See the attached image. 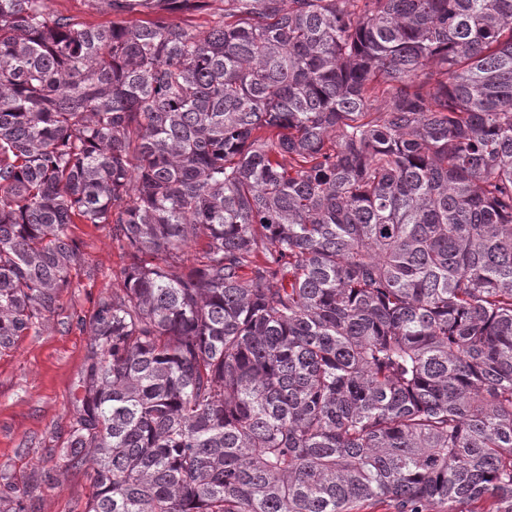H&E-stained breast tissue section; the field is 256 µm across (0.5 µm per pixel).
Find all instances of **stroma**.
<instances>
[{"label":"stroma","instance_id":"1","mask_svg":"<svg viewBox=\"0 0 512 512\" xmlns=\"http://www.w3.org/2000/svg\"><path fill=\"white\" fill-rule=\"evenodd\" d=\"M70 232L81 243L72 287L44 328L0 353V470L27 487L31 512H82L93 491L91 468L65 467L60 456L88 343L76 321L117 286L122 258L108 230L74 224ZM49 468L52 487L41 480Z\"/></svg>","mask_w":512,"mask_h":512}]
</instances>
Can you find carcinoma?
Masks as SVG:
<instances>
[{"instance_id": "cac0c4a2", "label": "carcinoma", "mask_w": 512, "mask_h": 512, "mask_svg": "<svg viewBox=\"0 0 512 512\" xmlns=\"http://www.w3.org/2000/svg\"><path fill=\"white\" fill-rule=\"evenodd\" d=\"M47 2L0 0V352L73 287L69 226L109 229L83 512H512V0L202 34L150 15L209 0ZM48 7L53 12H61L88 24H105L112 20L108 14L91 13L86 0H50Z\"/></svg>"}]
</instances>
